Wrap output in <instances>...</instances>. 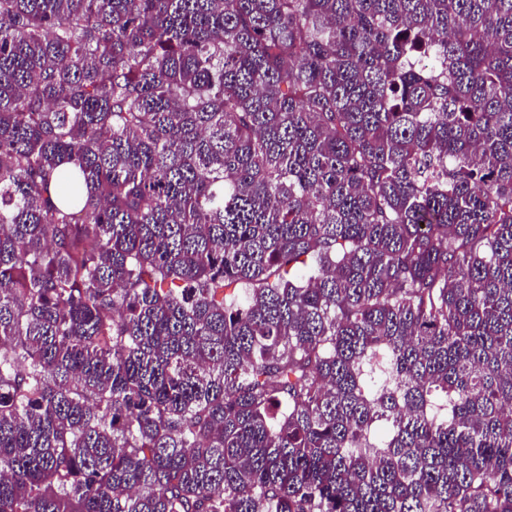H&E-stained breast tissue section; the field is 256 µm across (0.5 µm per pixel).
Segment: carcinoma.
Masks as SVG:
<instances>
[{
    "label": "carcinoma",
    "instance_id": "obj_1",
    "mask_svg": "<svg viewBox=\"0 0 512 512\" xmlns=\"http://www.w3.org/2000/svg\"><path fill=\"white\" fill-rule=\"evenodd\" d=\"M0 512H512V0H0Z\"/></svg>",
    "mask_w": 512,
    "mask_h": 512
}]
</instances>
